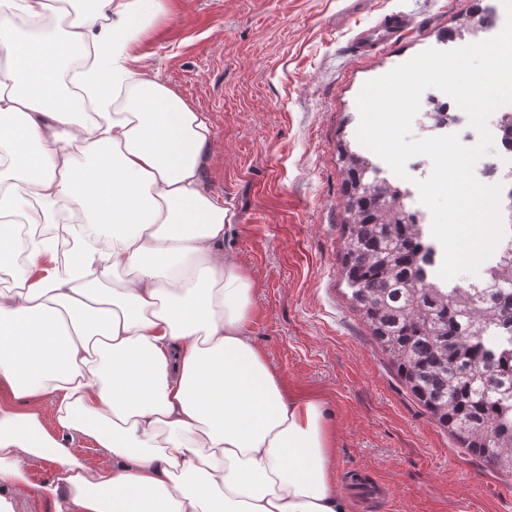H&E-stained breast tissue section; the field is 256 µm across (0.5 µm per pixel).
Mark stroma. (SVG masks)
Here are the masks:
<instances>
[{"label":"stroma","mask_w":512,"mask_h":512,"mask_svg":"<svg viewBox=\"0 0 512 512\" xmlns=\"http://www.w3.org/2000/svg\"><path fill=\"white\" fill-rule=\"evenodd\" d=\"M469 0H166L127 66L204 113L207 190L233 215L224 249L255 284L251 337L289 387L318 395L352 512H512V476L457 448L410 396L347 300L337 148L361 150L357 96L429 48ZM399 12L415 32L356 51ZM16 512H54L45 459Z\"/></svg>","instance_id":"obj_1"}]
</instances>
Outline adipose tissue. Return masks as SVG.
I'll return each instance as SVG.
<instances>
[{
  "mask_svg": "<svg viewBox=\"0 0 512 512\" xmlns=\"http://www.w3.org/2000/svg\"><path fill=\"white\" fill-rule=\"evenodd\" d=\"M163 10L0 0V484L23 496L25 461L43 458L55 512H351L320 398L249 335L254 285L200 176L207 117L121 64ZM59 208L107 250L75 244L62 271L48 240L18 258L13 216L51 224Z\"/></svg>",
  "mask_w": 512,
  "mask_h": 512,
  "instance_id": "1",
  "label": "adipose tissue"
}]
</instances>
